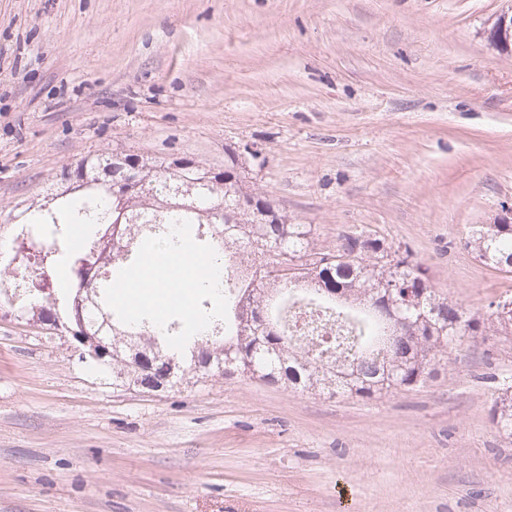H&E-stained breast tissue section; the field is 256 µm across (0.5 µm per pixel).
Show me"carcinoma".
Here are the masks:
<instances>
[{"mask_svg": "<svg viewBox=\"0 0 512 512\" xmlns=\"http://www.w3.org/2000/svg\"><path fill=\"white\" fill-rule=\"evenodd\" d=\"M75 171V181L62 175L48 200L18 215L7 301L20 317L38 308L112 337V357L94 365L103 373L119 368L115 386L140 390L150 379L134 359L139 354L154 359L156 375L169 361L184 375L219 354L224 376L370 399L425 383L440 356L465 337L512 330V316H500L512 297L476 316L440 297L412 254L390 251L363 231L340 236L334 250L316 249L312 225L288 222L274 202L247 190L230 149L222 171L121 153L84 157ZM173 225L191 230L205 259L224 271V292L198 286L196 316L206 327L199 337L176 320L156 330L148 310L125 320L112 293V284L140 264L144 242L173 244ZM36 242L42 249L33 263ZM468 245L483 262L512 268V224L478 226ZM57 269L67 271V284L50 279ZM299 304L344 321L352 334L308 342L288 322ZM492 412L497 429L512 437V384L500 388Z\"/></svg>", "mask_w": 512, "mask_h": 512, "instance_id": "1", "label": "carcinoma"}]
</instances>
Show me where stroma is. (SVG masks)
Instances as JSON below:
<instances>
[{
	"label": "stroma",
	"instance_id": "obj_1",
	"mask_svg": "<svg viewBox=\"0 0 512 512\" xmlns=\"http://www.w3.org/2000/svg\"><path fill=\"white\" fill-rule=\"evenodd\" d=\"M512 0H0V241L82 157L233 149L314 244L409 250L471 312L512 295L473 227L512 206ZM0 265V512H512L492 422L512 334L373 399L209 376L113 387L16 320ZM490 44L501 51L512 50V7L501 12L492 22L488 32Z\"/></svg>",
	"mask_w": 512,
	"mask_h": 512
}]
</instances>
